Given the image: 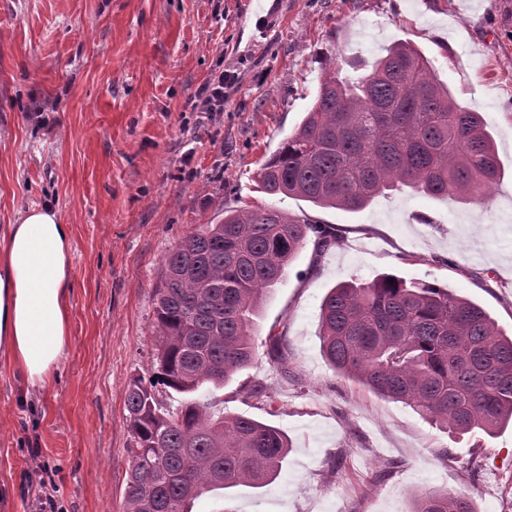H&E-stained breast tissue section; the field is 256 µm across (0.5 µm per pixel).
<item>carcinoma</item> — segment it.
<instances>
[{
  "label": "carcinoma",
  "instance_id": "obj_1",
  "mask_svg": "<svg viewBox=\"0 0 512 512\" xmlns=\"http://www.w3.org/2000/svg\"><path fill=\"white\" fill-rule=\"evenodd\" d=\"M501 177L481 114L459 107L407 42L356 76H340L325 59L310 108L256 172L262 193L346 211L404 187L480 203ZM311 232L320 248L335 243L331 231L282 209L226 208L163 259L155 381L135 377L127 388L124 512H192L204 493L261 489L278 477L290 450L281 430L243 415L216 418L195 399L172 411L162 395L221 388L252 365L264 298ZM319 339L335 370L441 430L491 437L512 420V336L446 286L389 273L339 282L321 302ZM265 343L271 361H285L282 337ZM413 512L476 509L468 496L437 488L419 494Z\"/></svg>",
  "mask_w": 512,
  "mask_h": 512
}]
</instances>
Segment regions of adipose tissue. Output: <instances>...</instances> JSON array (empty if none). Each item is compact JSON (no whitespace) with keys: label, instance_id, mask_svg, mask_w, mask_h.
Instances as JSON below:
<instances>
[{"label":"adipose tissue","instance_id":"1","mask_svg":"<svg viewBox=\"0 0 512 512\" xmlns=\"http://www.w3.org/2000/svg\"><path fill=\"white\" fill-rule=\"evenodd\" d=\"M73 232L50 205L0 231V351L25 385L50 387L70 338Z\"/></svg>","mask_w":512,"mask_h":512}]
</instances>
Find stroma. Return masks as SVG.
<instances>
[{"mask_svg":"<svg viewBox=\"0 0 512 512\" xmlns=\"http://www.w3.org/2000/svg\"><path fill=\"white\" fill-rule=\"evenodd\" d=\"M276 2L261 23L251 0H0V225L50 204L73 229L71 336L50 390L23 393L0 357V512H31L43 482L67 512H123L126 392L152 373L161 261L247 203L337 240L321 250L308 237L264 303L253 366L197 394L282 430L279 476L204 494L193 512H410L444 487L477 512H512V425L493 437L432 427L335 372L318 338L330 288L384 273L448 287L512 332V0ZM399 40L493 133L505 176L486 203L406 188L348 213L261 193L255 173L307 111L325 58L349 75ZM226 71L237 81L223 111H193ZM271 332L286 364L266 354ZM248 381L271 404L246 398Z\"/></svg>","mask_w":512,"mask_h":512,"instance_id":"1","label":"stroma"}]
</instances>
